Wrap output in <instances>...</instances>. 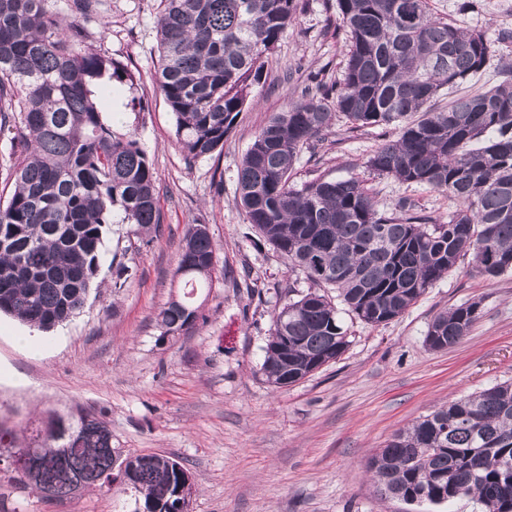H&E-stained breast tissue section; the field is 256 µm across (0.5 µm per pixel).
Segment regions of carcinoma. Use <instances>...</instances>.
<instances>
[{"instance_id":"1","label":"carcinoma","mask_w":512,"mask_h":512,"mask_svg":"<svg viewBox=\"0 0 512 512\" xmlns=\"http://www.w3.org/2000/svg\"><path fill=\"white\" fill-rule=\"evenodd\" d=\"M99 0H0V134L18 158L0 203V313L42 330L71 320L99 271L114 212L137 232L160 223L157 176L135 131L118 133L101 98L134 85L131 69L88 47ZM156 83L188 161L213 155L260 81L266 55L298 19L300 0H159ZM347 52L341 79L301 89L245 152L238 189L258 234L312 284L273 316L262 373L288 387L340 357L349 340L324 288L372 326L402 315L458 261L487 276L512 271V62L502 81L435 108L441 91L482 74L494 57L480 32L434 16L428 0H336ZM354 129L393 126L368 166L442 192L448 222L400 198L379 206L361 181L295 187L294 166L338 116ZM215 248L190 224L176 275L184 289L156 316L164 336L196 327L195 292L211 287ZM482 314L472 300L438 313L425 342L457 344ZM10 465L42 496L127 487L144 512H177L191 480L178 460L126 454L107 425L79 410L49 414ZM383 494L406 503L472 496L512 512V383L441 406L396 434L370 461Z\"/></svg>"}]
</instances>
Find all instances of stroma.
I'll list each match as a JSON object with an SVG mask.
<instances>
[{"label": "stroma", "mask_w": 512, "mask_h": 512, "mask_svg": "<svg viewBox=\"0 0 512 512\" xmlns=\"http://www.w3.org/2000/svg\"><path fill=\"white\" fill-rule=\"evenodd\" d=\"M429 0L431 12L490 39L512 60V0ZM159 0H101L90 44L128 65L134 85L122 100L143 103L115 129H135L157 172L156 230L137 234L114 213L100 272L81 311L48 331L0 314V432L24 445L48 413L82 409L132 454L171 456L189 469L188 512H481L473 498L408 504L380 494L369 461L395 434L449 400L512 381V272L477 273L469 258L429 288L402 316L371 326L338 304L349 345L335 361L277 389L261 372L272 318L310 283L248 224L238 197V167L272 113L284 111L307 76L342 75L345 34L336 0H305L296 23L269 55L259 84L222 154L187 161L175 117L155 80ZM394 128L351 129L337 118L315 152H302L292 174L363 181L381 204L412 197L444 222L445 194L375 175L367 160ZM207 224L215 247L211 288L198 301L199 324L164 337L156 321L178 294L175 275L189 224ZM127 267L121 287L115 273ZM478 300L482 315L467 336L443 350L425 338L433 318ZM23 336L32 345L20 344ZM134 493L90 488L44 499L0 472V512H134Z\"/></svg>", "instance_id": "stroma-1"}]
</instances>
